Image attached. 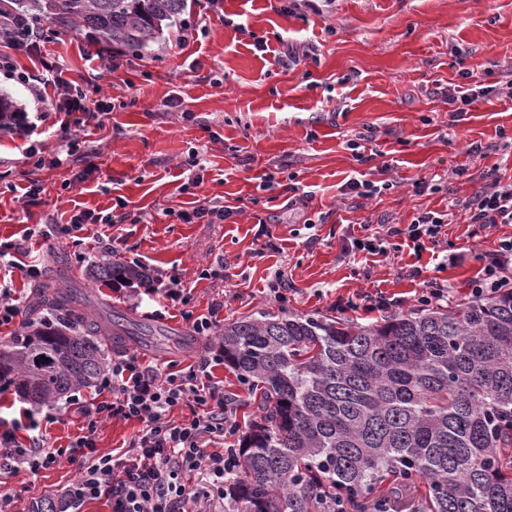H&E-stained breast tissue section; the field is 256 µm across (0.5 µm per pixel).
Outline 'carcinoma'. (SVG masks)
<instances>
[{
	"label": "carcinoma",
	"mask_w": 512,
	"mask_h": 512,
	"mask_svg": "<svg viewBox=\"0 0 512 512\" xmlns=\"http://www.w3.org/2000/svg\"><path fill=\"white\" fill-rule=\"evenodd\" d=\"M36 26L74 25L101 47L141 53L176 24L187 0H10ZM87 279L150 287L144 269L103 260ZM53 321L26 319L0 344V374L32 404L98 384L106 344L146 326L74 314L78 294L49 272ZM219 347L260 391L227 492L241 512H512V289L453 306H422L372 324L264 313L224 324Z\"/></svg>",
	"instance_id": "1"
}]
</instances>
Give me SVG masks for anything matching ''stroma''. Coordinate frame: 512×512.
Returning a JSON list of instances; mask_svg holds the SVG:
<instances>
[{
	"label": "stroma",
	"mask_w": 512,
	"mask_h": 512,
	"mask_svg": "<svg viewBox=\"0 0 512 512\" xmlns=\"http://www.w3.org/2000/svg\"><path fill=\"white\" fill-rule=\"evenodd\" d=\"M184 18L206 20V36L179 47L165 31L151 51L113 74L87 59L91 45L78 32L46 44L69 80L83 84L101 71L100 94L115 108L69 128L99 154L97 172L81 182L82 163L52 164L54 126L64 113L49 115L38 159L29 156L18 130L0 129V237L17 238L46 218L64 222L124 199L131 220L112 227L111 258H137L178 277L185 301L165 318L154 317V302L138 289L82 278V270L103 258L93 238L52 239L39 248L46 268L73 278L89 308L119 311L156 328L149 339L129 340V351L180 368L202 350L186 314L207 313L214 304L220 324L267 312L341 314L374 323L384 312L343 313L340 304L380 292L397 298L395 312L407 313L417 309L415 297L431 279L448 284L452 301L467 299L485 252L512 237V224H450L442 250L418 256L404 245L371 254L351 244L365 225L383 219L407 224L418 211L448 210L472 195L482 172L512 177V147L506 145L512 99L493 96L461 115L445 100L448 91L460 93L476 82L502 87L512 81V0H340L332 15L303 20L276 13L269 0L214 6L194 0ZM287 40L312 47V57L279 64ZM464 64L475 68L467 79L458 74ZM369 127L377 132L375 157L361 164L347 142ZM472 143L481 145L480 155H467ZM193 153L201 163L200 184L185 193V162ZM359 176L395 186L356 209L341 187ZM434 177L442 180L439 192L421 189ZM267 180L276 182L275 192L262 190ZM33 181L43 193L39 205L28 207L22 196ZM292 186L310 192V199L288 206L285 192ZM214 198L235 207V215L220 224L177 219V211ZM264 228L276 237L278 251L264 250ZM450 253L461 254V262L449 264ZM220 258L227 262L223 275L210 276ZM414 268L421 271L415 278ZM277 273L289 284L284 302L268 290ZM27 408L15 389L0 393L1 417H19ZM33 411L47 421L48 444L60 449L83 425L66 397ZM75 478L62 456L37 476L14 478L6 490L21 512H35Z\"/></svg>",
	"instance_id": "obj_1"
}]
</instances>
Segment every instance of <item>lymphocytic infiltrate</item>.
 Instances as JSON below:
<instances>
[{
	"mask_svg": "<svg viewBox=\"0 0 512 512\" xmlns=\"http://www.w3.org/2000/svg\"><path fill=\"white\" fill-rule=\"evenodd\" d=\"M48 40L45 31L1 10L0 70L38 98L48 87L61 89L59 109L65 114L90 111L99 116L110 112L107 100H89L83 88L64 78L57 62L41 56V45ZM17 51L32 56L33 66L17 68L13 58ZM457 209L470 224H512V181L489 178L468 199L458 202ZM127 218L124 212L83 210L65 223L52 221L36 230L27 229L19 238L0 239V267L16 268L26 278L36 279L42 270L39 260L32 257L33 237L71 238L89 226L111 227ZM448 221L447 214L424 210L410 224L387 221L380 229L385 237L406 238L419 253L439 244ZM510 268L512 238L502 239L486 255L481 276L470 283L471 292L490 294L512 285L506 276ZM223 361V352L209 348L186 371L144 364L141 356L130 352L113 357L96 397L79 406L86 426L70 445L68 460L75 465L77 477L63 494L66 504L102 499L110 512H199L200 494L185 485L184 474L204 466L213 483L223 485L240 471L237 450L230 442L237 431L235 402L212 375L213 368ZM189 401L197 407L192 419H173V411ZM114 418L142 424L128 451L119 456L97 448L99 428ZM60 455V450L48 447L34 414L0 423V512H16V499L3 492V485L21 474L38 475Z\"/></svg>",
	"mask_w": 512,
	"mask_h": 512,
	"instance_id": "obj_1",
	"label": "lymphocytic infiltrate"
}]
</instances>
